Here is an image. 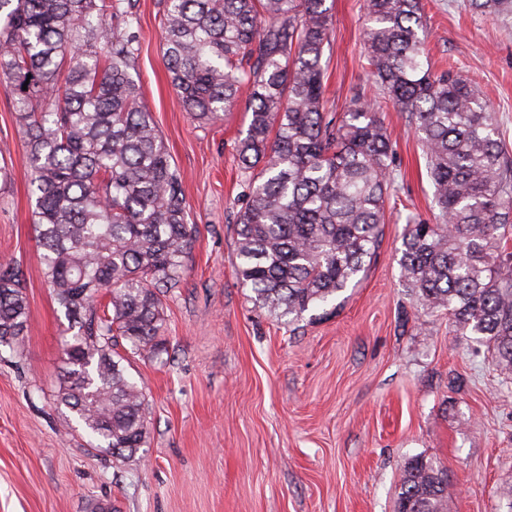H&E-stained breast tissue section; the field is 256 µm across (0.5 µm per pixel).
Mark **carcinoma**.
Instances as JSON below:
<instances>
[{
    "instance_id": "1",
    "label": "carcinoma",
    "mask_w": 512,
    "mask_h": 512,
    "mask_svg": "<svg viewBox=\"0 0 512 512\" xmlns=\"http://www.w3.org/2000/svg\"><path fill=\"white\" fill-rule=\"evenodd\" d=\"M123 0H0V78L10 84L33 174L43 277L64 310L57 401L89 445L130 458L147 444L132 357L168 352L166 298L198 226L133 78L137 35ZM327 0H163L166 65L194 119L210 124L248 91L249 174L236 279L255 306L294 323L336 299L380 248L392 133L357 98L324 101ZM512 17V0H470ZM373 74L423 149L439 223L410 214L399 265L414 304L442 311L512 375V156L494 113L461 73L429 68L421 0H366ZM28 322L23 272L0 263V346ZM128 344L123 355L118 346ZM447 476L406 462L396 512H444Z\"/></svg>"
}]
</instances>
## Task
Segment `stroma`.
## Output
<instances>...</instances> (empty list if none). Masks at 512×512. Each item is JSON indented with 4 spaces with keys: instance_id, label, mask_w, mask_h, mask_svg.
Returning a JSON list of instances; mask_svg holds the SVG:
<instances>
[{
    "instance_id": "stroma-1",
    "label": "stroma",
    "mask_w": 512,
    "mask_h": 512,
    "mask_svg": "<svg viewBox=\"0 0 512 512\" xmlns=\"http://www.w3.org/2000/svg\"><path fill=\"white\" fill-rule=\"evenodd\" d=\"M130 2L133 76L198 226L166 302L169 359L132 360L148 439L128 460L90 447L57 406L67 322L44 282L25 135L0 83V262L20 265L30 314L20 350L0 347V512H92L100 501L117 512H396L416 455L447 471L445 512H507L512 382L446 315L412 306L403 228L409 214L433 224L439 211L420 143L371 73L364 0H334L322 66L329 111L358 96L393 132L384 238L335 313L313 309L297 326L259 311L233 273L244 106L211 125L185 112L165 65L162 2ZM423 4L433 70L454 67L477 86L512 154V23L466 0Z\"/></svg>"
}]
</instances>
